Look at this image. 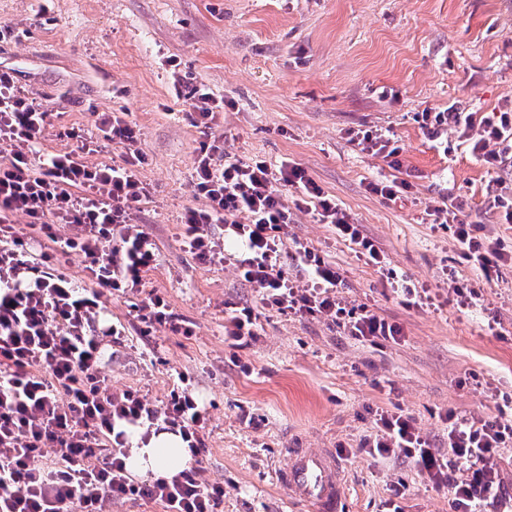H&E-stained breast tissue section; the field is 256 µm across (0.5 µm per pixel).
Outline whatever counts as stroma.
Listing matches in <instances>:
<instances>
[{"label":"stroma","mask_w":512,"mask_h":512,"mask_svg":"<svg viewBox=\"0 0 512 512\" xmlns=\"http://www.w3.org/2000/svg\"><path fill=\"white\" fill-rule=\"evenodd\" d=\"M0 69L51 114L40 152L75 148L66 130L94 132L104 115L137 124L150 197L132 223L158 253L142 290L164 294L195 333L143 335L130 300L103 294L101 321L125 335L104 340L100 378L112 395L136 390L156 406L178 373L194 380L207 408L201 467L224 487L223 512H307L272 480L285 448L340 450L345 512H380L396 482L408 486L405 512H449L450 491L410 463H377L356 448L381 408L409 413L443 453L447 413L512 421V259L485 280L453 226L427 214L444 200L462 204L474 236L512 250V224L485 201L493 179L512 194V159L487 169L457 131L435 140L417 120L451 103L481 118L512 105V0H0ZM200 84L227 103L213 123L227 156L300 164L362 224L385 267L283 196L289 234L340 268L337 296L397 324L398 342L265 309L255 338L228 346L225 321L258 300L222 256L201 260L183 244L203 136L176 91ZM359 131L390 132L399 156L358 146ZM394 179L409 185L399 198L368 189ZM447 272L480 291L482 305L449 299ZM406 281L429 288L433 303L406 305Z\"/></svg>","instance_id":"obj_1"}]
</instances>
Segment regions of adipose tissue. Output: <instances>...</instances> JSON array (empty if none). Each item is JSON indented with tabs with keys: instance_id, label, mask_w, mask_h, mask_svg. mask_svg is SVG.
Returning <instances> with one entry per match:
<instances>
[{
	"instance_id": "1",
	"label": "adipose tissue",
	"mask_w": 512,
	"mask_h": 512,
	"mask_svg": "<svg viewBox=\"0 0 512 512\" xmlns=\"http://www.w3.org/2000/svg\"><path fill=\"white\" fill-rule=\"evenodd\" d=\"M190 458L188 450L179 434L159 431L148 440L132 437L127 450V468L136 476H149L153 479H170L187 467Z\"/></svg>"
}]
</instances>
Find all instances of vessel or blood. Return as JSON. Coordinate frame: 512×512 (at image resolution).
Returning <instances> with one entry per match:
<instances>
[{
  "instance_id": "vessel-or-blood-1",
  "label": "vessel or blood",
  "mask_w": 512,
  "mask_h": 512,
  "mask_svg": "<svg viewBox=\"0 0 512 512\" xmlns=\"http://www.w3.org/2000/svg\"><path fill=\"white\" fill-rule=\"evenodd\" d=\"M272 469L275 484L310 512H343L341 464L331 448H289Z\"/></svg>"
}]
</instances>
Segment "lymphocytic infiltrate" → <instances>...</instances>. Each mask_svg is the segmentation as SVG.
I'll return each mask as SVG.
<instances>
[{"label": "lymphocytic infiltrate", "mask_w": 512, "mask_h": 512, "mask_svg": "<svg viewBox=\"0 0 512 512\" xmlns=\"http://www.w3.org/2000/svg\"><path fill=\"white\" fill-rule=\"evenodd\" d=\"M197 127L207 130L194 159L193 184L198 205L185 210L183 235L190 251L209 258L216 243L209 225L241 247L234 257L239 277L255 288L260 306L281 314L321 316L345 335L371 342L393 341L396 324L363 309L346 308L336 295L343 276L317 250L294 241V257L309 274L310 287L290 286L280 264L288 241L290 213L284 191L297 195L320 223L357 246L374 265L384 257L360 224L300 165L228 160L224 141L209 129L224 104L209 89L196 86L187 95ZM49 124L36 98L20 91L10 72L0 70V139L12 150L0 157V512H68L79 500L82 512H102L104 499L146 498L166 512H218L224 487L206 483L198 464L204 453L202 431L207 411L191 378L179 374L162 407L139 391L106 394L98 380L104 363L102 340L119 337L118 324L94 326L102 293L123 298L138 291L144 274L157 261V247L145 232L132 228L133 212L150 195L139 177L144 157L137 148L136 123L118 116L99 120L96 132L68 131L78 150L60 151L34 160L33 148ZM431 138L451 125L470 138L472 153L490 169L512 156V111L503 109L479 120L449 104L421 113ZM107 140L124 151L122 164H86L82 155ZM462 205L433 207L435 223L455 224L465 260L483 275L495 272L502 253L497 243H482L462 219ZM23 213L37 230L39 255H31L11 221ZM78 225L72 237L58 239L53 220ZM84 257L90 289L77 292L55 275L61 257ZM146 331L164 328L189 337L191 321L176 314L166 297L149 294L138 305ZM58 330H50V323ZM164 425L179 433L193 458L190 468L170 480L134 482L126 469V431ZM376 434L361 439L359 451L374 459H408L433 488L452 492V512H486L501 490L496 459L512 448V422L448 418V450H433L414 419L385 410L375 420ZM50 457L48 466L39 458Z\"/></svg>", "instance_id": "obj_1"}]
</instances>
